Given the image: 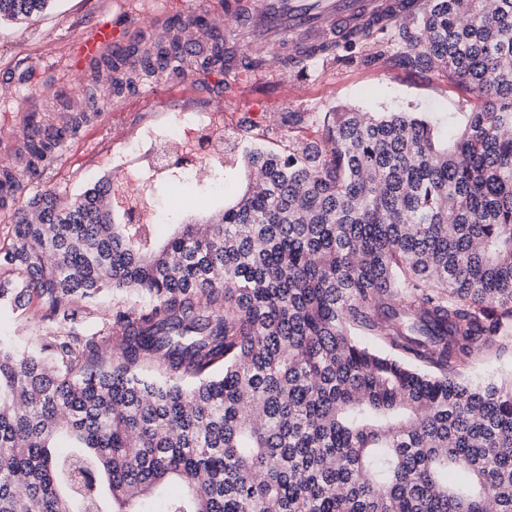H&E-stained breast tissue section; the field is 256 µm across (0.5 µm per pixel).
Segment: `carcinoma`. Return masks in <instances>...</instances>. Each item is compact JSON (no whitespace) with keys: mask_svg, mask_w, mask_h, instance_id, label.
<instances>
[{"mask_svg":"<svg viewBox=\"0 0 512 512\" xmlns=\"http://www.w3.org/2000/svg\"><path fill=\"white\" fill-rule=\"evenodd\" d=\"M48 0H0L23 20ZM101 56L89 85L266 70L212 38ZM397 47L356 26L369 63L436 69L480 107L443 140L413 112L325 113L319 141L257 147L205 233L112 223V179L13 212L0 308L35 296L40 355L0 340V512H512V0H394ZM339 45L284 48L301 74ZM23 172L83 122L35 128ZM105 291L112 361L80 330ZM512 372V359L508 355L500 358L490 356L473 365L468 377L473 381H482L489 377H504Z\"/></svg>","mask_w":512,"mask_h":512,"instance_id":"cac0c4a2","label":"carcinoma"}]
</instances>
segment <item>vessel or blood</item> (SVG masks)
Returning a JSON list of instances; mask_svg holds the SVG:
<instances>
[{"instance_id": "vessel-or-blood-1", "label": "vessel or blood", "mask_w": 512, "mask_h": 512, "mask_svg": "<svg viewBox=\"0 0 512 512\" xmlns=\"http://www.w3.org/2000/svg\"><path fill=\"white\" fill-rule=\"evenodd\" d=\"M382 5V0H224V14L257 40L280 47L303 39H342L351 20L370 17ZM131 32V27L104 19L78 37L70 64L73 76H81L106 49L123 48Z\"/></svg>"}]
</instances>
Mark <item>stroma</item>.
I'll return each mask as SVG.
<instances>
[{"mask_svg":"<svg viewBox=\"0 0 512 512\" xmlns=\"http://www.w3.org/2000/svg\"><path fill=\"white\" fill-rule=\"evenodd\" d=\"M224 0H49L46 9L26 21L0 20V168L19 167L22 120L37 111L44 125L61 123L67 114L86 111L90 120L81 137L67 141L51 168L33 178L22 177L17 202L44 191L71 196L102 178L152 182L148 164L125 154L128 141L142 132L176 121L190 112L224 115V187L164 182L152 197L151 223H208L231 203L250 176L246 153L252 140L281 151L288 146L283 119L290 112H308L314 120L301 129L304 140L321 137L320 115L339 107L364 112H469L473 99L449 84L443 73L416 71L393 64H369L366 48L344 50L340 60L317 59L304 77L273 65L252 78L245 93H225L220 75L190 74L179 79L156 76L120 97L107 86L79 80L70 87L68 70L72 41L98 14L123 22L139 15L145 23L192 12L208 23L233 27L223 17ZM250 137H243V126ZM137 293H109L87 320L88 333L110 344V323L116 309L140 304ZM39 305L22 314H0V336L35 347L45 323Z\"/></svg>","mask_w":512,"mask_h":512,"instance_id":"1","label":"stroma"}]
</instances>
